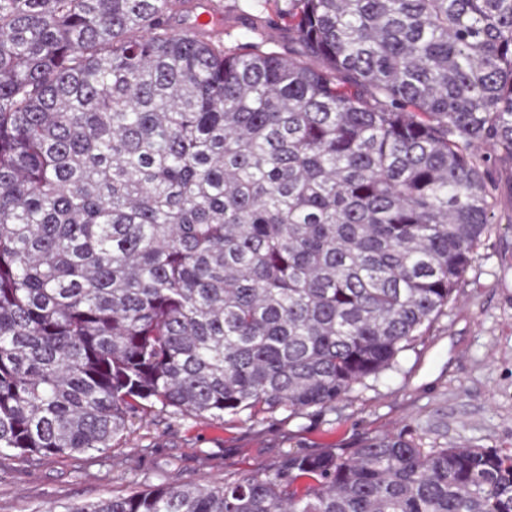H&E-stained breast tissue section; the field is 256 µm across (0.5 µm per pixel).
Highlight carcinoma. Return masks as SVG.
I'll return each mask as SVG.
<instances>
[{
  "instance_id": "obj_1",
  "label": "carcinoma",
  "mask_w": 512,
  "mask_h": 512,
  "mask_svg": "<svg viewBox=\"0 0 512 512\" xmlns=\"http://www.w3.org/2000/svg\"><path fill=\"white\" fill-rule=\"evenodd\" d=\"M190 2L0 0L1 457L331 407L493 224L512 0H288L296 58L224 51ZM47 512H512V454L386 434Z\"/></svg>"
}]
</instances>
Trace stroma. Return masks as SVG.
I'll list each match as a JSON object with an SVG mask.
<instances>
[{
    "label": "stroma",
    "instance_id": "stroma-1",
    "mask_svg": "<svg viewBox=\"0 0 512 512\" xmlns=\"http://www.w3.org/2000/svg\"><path fill=\"white\" fill-rule=\"evenodd\" d=\"M224 47L291 46L279 17L287 0H222ZM495 223L456 299L396 365L353 387L330 408H279L209 416L152 415L114 447L49 461L0 457V512H47L171 483L220 484L291 454H351L366 439L403 435L423 446L451 442L512 453V167L499 166Z\"/></svg>",
    "mask_w": 512,
    "mask_h": 512
}]
</instances>
